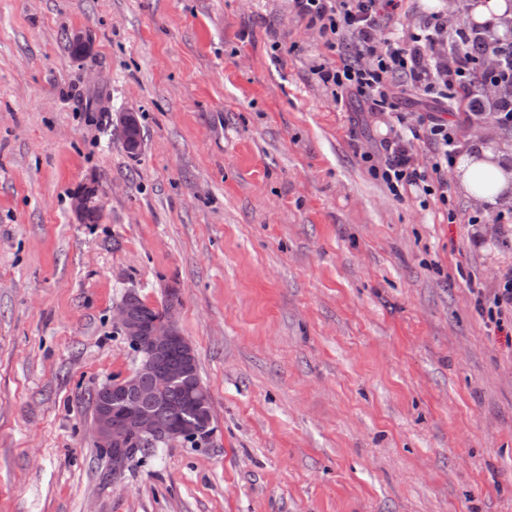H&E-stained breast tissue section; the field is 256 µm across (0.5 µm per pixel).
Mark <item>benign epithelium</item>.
Masks as SVG:
<instances>
[{
  "label": "benign epithelium",
  "instance_id": "7a95c632",
  "mask_svg": "<svg viewBox=\"0 0 512 512\" xmlns=\"http://www.w3.org/2000/svg\"><path fill=\"white\" fill-rule=\"evenodd\" d=\"M117 127L124 145L140 148L139 123L134 112H121ZM96 193L84 189L72 197V209L82 220L95 208ZM143 300L135 295L116 308V321L142 356L133 371L112 379L94 391L92 429L97 447L112 449V476H119L129 457L124 447L137 441L144 447L168 444L191 436L206 442L215 433L214 414L209 396L198 404V419H177L170 426L160 423L163 407L170 405L166 389L181 378L195 373V352L181 332L176 309L159 321L145 322L136 314Z\"/></svg>",
  "mask_w": 512,
  "mask_h": 512
}]
</instances>
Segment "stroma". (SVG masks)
<instances>
[{"label": "stroma", "mask_w": 512, "mask_h": 512, "mask_svg": "<svg viewBox=\"0 0 512 512\" xmlns=\"http://www.w3.org/2000/svg\"><path fill=\"white\" fill-rule=\"evenodd\" d=\"M439 9L470 23L398 19ZM335 62L291 0H0V512H512V341L467 285L512 227L373 179L393 119ZM171 289L216 432L116 478L89 395L138 362L116 306ZM117 127L120 131L124 145L138 151L141 141L139 137V123L135 113L122 112L118 116Z\"/></svg>", "instance_id": "stroma-1"}]
</instances>
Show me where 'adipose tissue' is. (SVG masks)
Returning <instances> with one entry per match:
<instances>
[{
	"label": "adipose tissue",
	"mask_w": 512,
	"mask_h": 512,
	"mask_svg": "<svg viewBox=\"0 0 512 512\" xmlns=\"http://www.w3.org/2000/svg\"><path fill=\"white\" fill-rule=\"evenodd\" d=\"M457 175L483 204L494 206L512 196V154H491L478 161L463 159Z\"/></svg>",
	"instance_id": "obj_1"
}]
</instances>
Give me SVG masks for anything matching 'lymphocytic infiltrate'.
<instances>
[{
	"label": "lymphocytic infiltrate",
	"instance_id": "f902f5d3",
	"mask_svg": "<svg viewBox=\"0 0 512 512\" xmlns=\"http://www.w3.org/2000/svg\"><path fill=\"white\" fill-rule=\"evenodd\" d=\"M296 14L317 28L327 47L337 51L336 65L313 70L319 83L337 99L364 102L369 113L390 112L396 124L388 137L375 142L362 158L370 174L397 197L414 190L448 203L444 179L460 145L447 114L453 99L462 98L472 115L485 110L482 94L493 85H512V44L487 35L449 31L444 11L421 18L409 33L396 32L391 21L398 0H292ZM418 89L423 97L417 123L409 108L393 93L396 85ZM429 145L430 166L416 159L418 142ZM474 306L486 325L503 332L512 318V272L502 275L497 288L472 291Z\"/></svg>",
	"mask_w": 512,
	"mask_h": 512
}]
</instances>
